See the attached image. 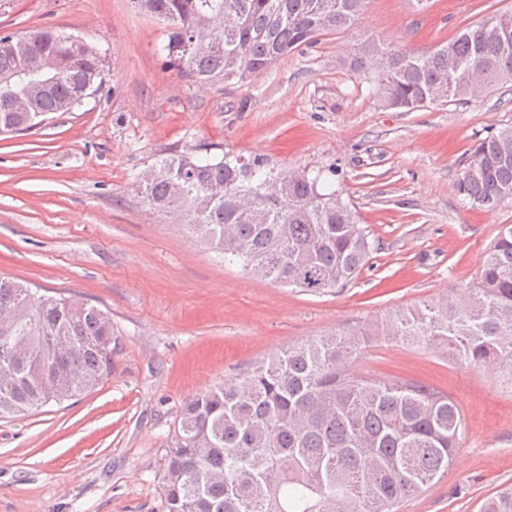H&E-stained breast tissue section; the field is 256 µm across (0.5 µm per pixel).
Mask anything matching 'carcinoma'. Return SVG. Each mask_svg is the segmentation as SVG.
I'll return each instance as SVG.
<instances>
[{"mask_svg":"<svg viewBox=\"0 0 512 512\" xmlns=\"http://www.w3.org/2000/svg\"><path fill=\"white\" fill-rule=\"evenodd\" d=\"M166 23L162 50L185 76L246 83L319 37L353 27L367 0H132ZM354 64L377 78L389 108L412 112L471 100L512 81V12L466 27L427 55L366 39ZM95 44L61 31L0 35V135H24L53 112H70L103 84ZM137 180L158 212H180L186 229L251 273L306 292L337 293L375 251L355 211L320 175L292 173L273 196L276 175L258 160L178 155ZM457 190L477 207L512 201V126L488 134ZM236 251L224 253V238ZM386 335L421 336L451 359L494 365L512 390V225L489 249L479 281L460 296L396 314ZM369 329L328 334L282 350L237 381L187 399L166 449V512H392L448 471L463 417L427 385L375 381L348 369ZM64 336L62 362L44 343ZM27 342L0 380V417L46 406L47 379L61 380L57 402L95 390L112 373V321L70 297L48 296L0 274V354ZM480 512H512V489Z\"/></svg>","mask_w":512,"mask_h":512,"instance_id":"1","label":"carcinoma"}]
</instances>
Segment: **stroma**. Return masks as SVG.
Returning a JSON list of instances; mask_svg holds the SVG:
<instances>
[{
    "mask_svg": "<svg viewBox=\"0 0 512 512\" xmlns=\"http://www.w3.org/2000/svg\"><path fill=\"white\" fill-rule=\"evenodd\" d=\"M506 11L512 0H368L353 28L251 83L202 86L129 0H0V34L54 28L104 57L100 92L0 136V273L103 310L114 331L112 373L96 390L0 418V512H164L163 456L187 398L290 346L369 327L378 335L359 375L427 384L464 421L447 472L397 512H479L512 486V392L495 371L383 333L395 312L471 288L512 225V202L476 209L456 190L477 141L512 125V82L405 112L383 107L372 74L352 65L365 37L427 54ZM181 153L327 172L376 245L368 265L319 295L225 263L135 188Z\"/></svg>",
    "mask_w": 512,
    "mask_h": 512,
    "instance_id": "1",
    "label": "stroma"
}]
</instances>
